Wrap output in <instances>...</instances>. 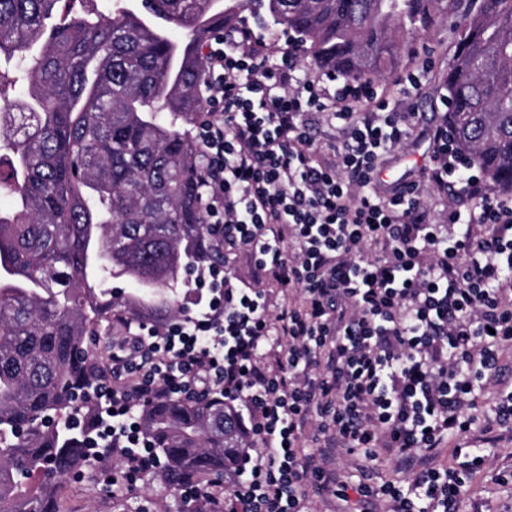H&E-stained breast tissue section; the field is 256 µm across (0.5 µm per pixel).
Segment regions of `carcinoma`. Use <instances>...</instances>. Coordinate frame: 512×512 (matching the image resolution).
Listing matches in <instances>:
<instances>
[{
	"label": "carcinoma",
	"mask_w": 512,
	"mask_h": 512,
	"mask_svg": "<svg viewBox=\"0 0 512 512\" xmlns=\"http://www.w3.org/2000/svg\"><path fill=\"white\" fill-rule=\"evenodd\" d=\"M0 0V512H60L63 479L94 458L86 432L116 309L160 311L180 272L224 261L199 201L189 131L210 38L259 8L320 69L371 80L396 64L397 31L442 10L455 30L442 89L455 151L512 193V0ZM140 422L162 482L220 481L249 454L224 395L168 396Z\"/></svg>",
	"instance_id": "1"
}]
</instances>
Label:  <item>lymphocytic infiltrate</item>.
<instances>
[{
    "instance_id": "1",
    "label": "lymphocytic infiltrate",
    "mask_w": 512,
    "mask_h": 512,
    "mask_svg": "<svg viewBox=\"0 0 512 512\" xmlns=\"http://www.w3.org/2000/svg\"><path fill=\"white\" fill-rule=\"evenodd\" d=\"M267 48L246 26L211 39L195 132L204 222L225 253L251 259L253 278L201 263L183 281L184 314L123 320L89 445L136 484L162 465L139 410L219 390L259 450L229 494L183 488L184 512H312L333 480L326 449L366 474L447 443L470 467L354 491L377 512H459L485 459L470 438L479 395L512 425V199L463 170L444 121L421 182L381 190L413 113L383 86L304 79L293 52L273 63ZM426 185L454 203L434 209Z\"/></svg>"
}]
</instances>
